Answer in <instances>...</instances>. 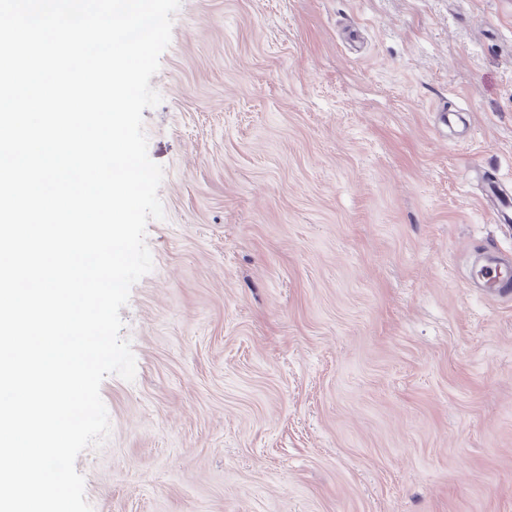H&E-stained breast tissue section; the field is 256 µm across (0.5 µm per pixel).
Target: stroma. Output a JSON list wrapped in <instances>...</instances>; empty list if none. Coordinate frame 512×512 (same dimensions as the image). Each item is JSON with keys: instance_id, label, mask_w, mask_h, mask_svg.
Returning <instances> with one entry per match:
<instances>
[{"instance_id": "1", "label": "stroma", "mask_w": 512, "mask_h": 512, "mask_svg": "<svg viewBox=\"0 0 512 512\" xmlns=\"http://www.w3.org/2000/svg\"><path fill=\"white\" fill-rule=\"evenodd\" d=\"M93 512H512V0H181ZM477 276L488 288L487 292L500 299L512 300V260L507 263H496L484 266L477 271Z\"/></svg>"}]
</instances>
